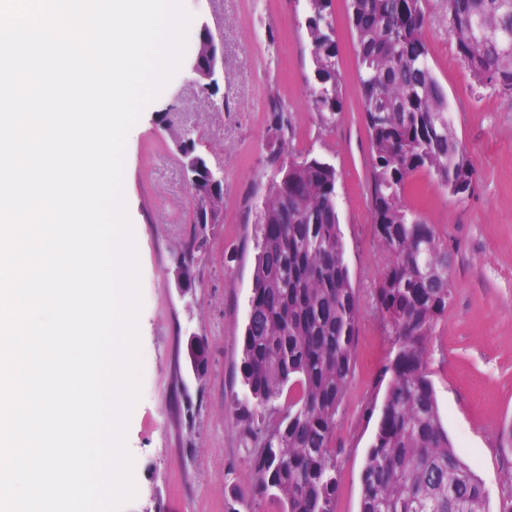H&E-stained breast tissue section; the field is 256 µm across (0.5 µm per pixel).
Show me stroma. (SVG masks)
<instances>
[{"instance_id":"obj_1","label":"stroma","mask_w":512,"mask_h":512,"mask_svg":"<svg viewBox=\"0 0 512 512\" xmlns=\"http://www.w3.org/2000/svg\"><path fill=\"white\" fill-rule=\"evenodd\" d=\"M194 25L208 24L224 48L221 99L193 83L189 65L143 112L127 138L124 189L142 273L139 325L150 355L127 443L138 462L137 498L125 512H276L250 508L253 478L230 407L240 391V344L251 295L255 227L272 178L267 163L271 95L287 107L295 157L334 166L345 260L358 302L354 365L338 417L336 512H359L362 474L376 420L375 399L392 338L374 288L387 253L371 219L370 148L356 79L347 0H332L343 76V112H314V66L306 38L307 0H190ZM430 63L443 84L458 136L480 171L475 193L449 197L416 173L407 204L435 225L451 256L447 315L426 342L428 375L449 438L479 475L490 512H501L512 469V97L478 84L456 55L448 0H425ZM192 134L224 172V221L203 232L197 286L173 274L186 261L194 198L178 144ZM202 340L208 369L186 360Z\"/></svg>"}]
</instances>
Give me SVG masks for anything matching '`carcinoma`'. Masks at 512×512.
<instances>
[{"label": "carcinoma", "mask_w": 512, "mask_h": 512, "mask_svg": "<svg viewBox=\"0 0 512 512\" xmlns=\"http://www.w3.org/2000/svg\"><path fill=\"white\" fill-rule=\"evenodd\" d=\"M306 32L322 115L342 111L331 0H309ZM359 92L371 148L372 223L388 263L375 298L394 355L362 475L359 512H489L483 484L443 427L424 343L448 311L450 258L434 225L405 204L413 174L448 196L475 192L479 172L448 113L429 61L423 0H349ZM457 56L477 79L512 96V0H448ZM271 166L288 178L267 188L241 349L240 435L256 501L280 512H336L333 436L352 375L357 296L344 260L336 169L288 155V110L270 98ZM205 366V347L187 344Z\"/></svg>", "instance_id": "1"}]
</instances>
